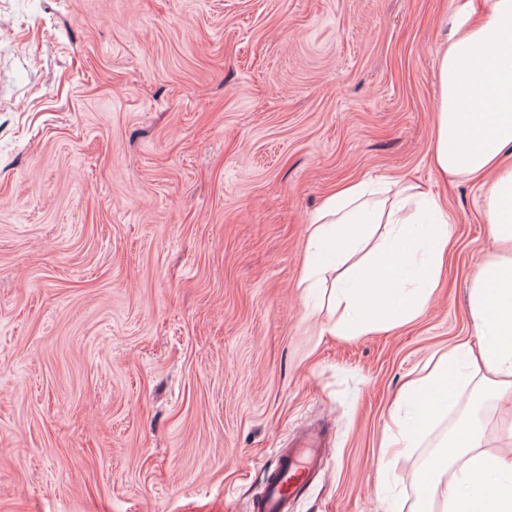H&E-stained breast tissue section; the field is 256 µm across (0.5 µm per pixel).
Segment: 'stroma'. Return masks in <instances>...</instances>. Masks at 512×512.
<instances>
[{"label":"stroma","mask_w":512,"mask_h":512,"mask_svg":"<svg viewBox=\"0 0 512 512\" xmlns=\"http://www.w3.org/2000/svg\"><path fill=\"white\" fill-rule=\"evenodd\" d=\"M463 0H0V512H250L320 434L291 512H412L461 420L382 448L407 382L472 339L483 194L430 165ZM429 187L423 313L356 334L300 283L341 183Z\"/></svg>","instance_id":"1"}]
</instances>
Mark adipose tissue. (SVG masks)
<instances>
[{
    "label": "adipose tissue",
    "mask_w": 512,
    "mask_h": 512,
    "mask_svg": "<svg viewBox=\"0 0 512 512\" xmlns=\"http://www.w3.org/2000/svg\"><path fill=\"white\" fill-rule=\"evenodd\" d=\"M435 79L433 168L444 179L480 181L486 233L503 250L486 258L469 287L477 347L454 346L412 382L406 392L411 417L396 412L390 419L385 446L392 452L411 447L456 407L454 388L472 353H479L494 395L512 392V166L505 164L512 158V0H490L480 13L464 0L447 47L437 53ZM423 198L410 182L398 183L391 200L374 197L365 183H349L312 217L311 246L327 251L337 264L346 251L363 249L370 226L391 227V240L353 272L340 274L330 290L357 331L414 318L434 291L448 247V217L430 200L433 222L425 239H418L410 229L411 206ZM422 247L427 256L420 260ZM406 274L415 288L400 287ZM483 439L480 423H460L447 449L418 480L415 512H512V456L484 450Z\"/></svg>",
    "instance_id": "obj_1"
}]
</instances>
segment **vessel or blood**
<instances>
[{
  "mask_svg": "<svg viewBox=\"0 0 512 512\" xmlns=\"http://www.w3.org/2000/svg\"><path fill=\"white\" fill-rule=\"evenodd\" d=\"M320 463V451L316 448L280 451L260 496L252 502V512H289L291 501L301 494L312 468Z\"/></svg>",
  "mask_w": 512,
  "mask_h": 512,
  "instance_id": "1",
  "label": "vessel or blood"
}]
</instances>
